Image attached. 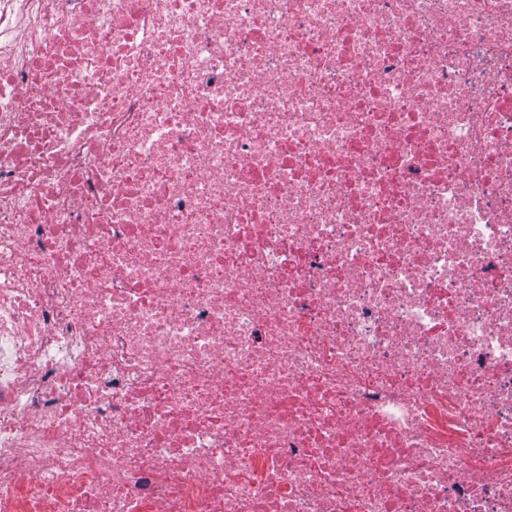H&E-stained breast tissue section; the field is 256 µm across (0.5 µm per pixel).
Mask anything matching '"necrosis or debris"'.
Returning a JSON list of instances; mask_svg holds the SVG:
<instances>
[{
  "instance_id": "obj_1",
  "label": "necrosis or debris",
  "mask_w": 512,
  "mask_h": 512,
  "mask_svg": "<svg viewBox=\"0 0 512 512\" xmlns=\"http://www.w3.org/2000/svg\"><path fill=\"white\" fill-rule=\"evenodd\" d=\"M0 512H512V0H0Z\"/></svg>"
}]
</instances>
